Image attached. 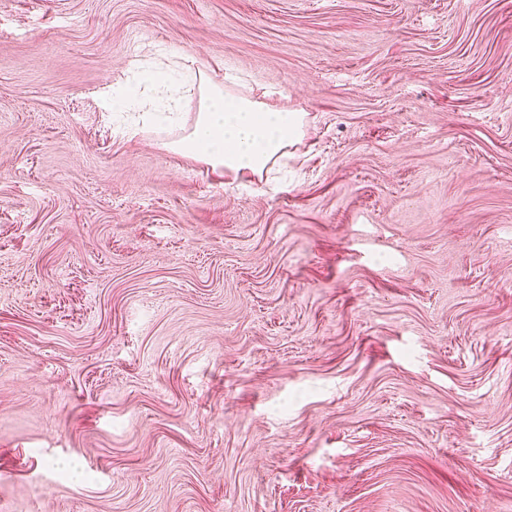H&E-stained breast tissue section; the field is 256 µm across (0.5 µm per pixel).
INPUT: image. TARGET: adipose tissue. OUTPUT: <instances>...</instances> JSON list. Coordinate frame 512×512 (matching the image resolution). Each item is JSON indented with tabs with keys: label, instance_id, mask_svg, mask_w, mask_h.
Listing matches in <instances>:
<instances>
[{
	"label": "adipose tissue",
	"instance_id": "adipose-tissue-1",
	"mask_svg": "<svg viewBox=\"0 0 512 512\" xmlns=\"http://www.w3.org/2000/svg\"><path fill=\"white\" fill-rule=\"evenodd\" d=\"M199 90V106L192 130L173 150L198 158L219 174L260 176L269 173L301 135L302 113L271 107L235 95L201 69L177 62L167 69H142L134 80L113 87L102 99L109 112H125L138 101L141 89H163L165 99L154 104L150 120L171 125L191 101V88Z\"/></svg>",
	"mask_w": 512,
	"mask_h": 512
}]
</instances>
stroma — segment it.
Instances as JSON below:
<instances>
[{"label":"stroma","instance_id":"obj_1","mask_svg":"<svg viewBox=\"0 0 512 512\" xmlns=\"http://www.w3.org/2000/svg\"><path fill=\"white\" fill-rule=\"evenodd\" d=\"M0 512H512V0H0ZM184 63L174 62L164 70L138 66L135 83L113 87L103 97L102 107L108 112H127L138 103L140 92L162 88L166 98L153 104L147 116L158 124L173 125L192 100L185 92L197 83L194 126L173 143V150L198 158L221 175L249 173L262 178L269 173L300 137L303 113L235 95L214 84L203 70Z\"/></svg>","mask_w":512,"mask_h":512}]
</instances>
